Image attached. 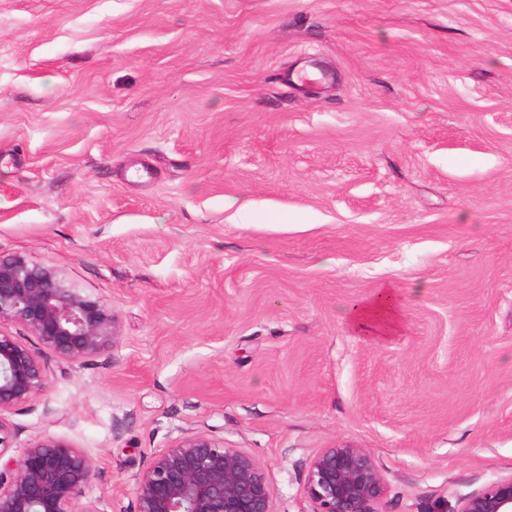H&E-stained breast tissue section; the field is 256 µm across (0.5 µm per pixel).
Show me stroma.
Returning a JSON list of instances; mask_svg holds the SVG:
<instances>
[{"mask_svg": "<svg viewBox=\"0 0 512 512\" xmlns=\"http://www.w3.org/2000/svg\"><path fill=\"white\" fill-rule=\"evenodd\" d=\"M0 253L112 309L11 417L102 512L194 431L273 512L336 444L454 512L512 476V0H0ZM384 287L398 331L352 334Z\"/></svg>", "mask_w": 512, "mask_h": 512, "instance_id": "stroma-1", "label": "stroma"}]
</instances>
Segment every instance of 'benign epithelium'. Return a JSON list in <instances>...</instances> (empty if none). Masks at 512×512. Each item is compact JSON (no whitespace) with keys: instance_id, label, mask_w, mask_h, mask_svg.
<instances>
[{"instance_id":"7a95c632","label":"benign epithelium","mask_w":512,"mask_h":512,"mask_svg":"<svg viewBox=\"0 0 512 512\" xmlns=\"http://www.w3.org/2000/svg\"><path fill=\"white\" fill-rule=\"evenodd\" d=\"M18 323L35 344L0 329V512H102L87 497L93 459L61 438H40L9 454L10 416L46 388V355L67 362L112 348V309L25 256H0V325ZM136 512H272L260 463L207 432L187 433L136 476ZM303 493L312 512H383L386 480L370 452L348 444L319 451ZM456 512H512V476L464 496Z\"/></svg>"}]
</instances>
